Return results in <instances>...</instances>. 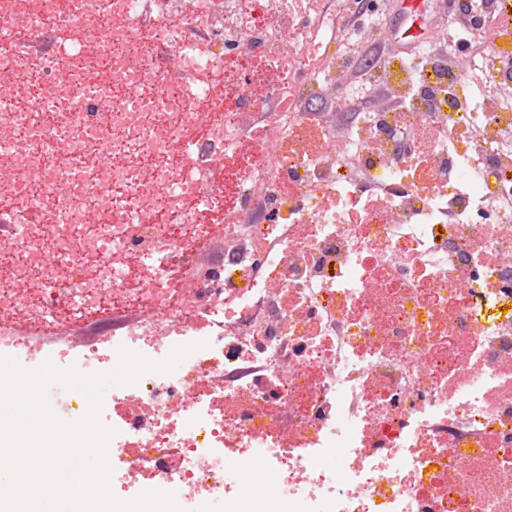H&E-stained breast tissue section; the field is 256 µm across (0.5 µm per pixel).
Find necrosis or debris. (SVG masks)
<instances>
[{"label": "necrosis or debris", "instance_id": "4bbe7bcc", "mask_svg": "<svg viewBox=\"0 0 512 512\" xmlns=\"http://www.w3.org/2000/svg\"><path fill=\"white\" fill-rule=\"evenodd\" d=\"M269 0H0V355L35 349L13 317L126 313L111 343L57 369L111 371L121 350L177 374L112 388L110 490L131 501L258 512H512V49L472 112V58L402 66L399 112H359L356 165L310 103L341 70L317 15ZM82 34L69 55L57 30ZM282 73L258 92L229 57ZM223 79L213 95L203 76ZM295 109L223 177L224 150L273 100ZM103 162H95L98 151ZM201 222L196 200L222 209ZM223 235L211 266L196 254ZM265 323L254 330L256 310Z\"/></svg>", "mask_w": 512, "mask_h": 512}]
</instances>
